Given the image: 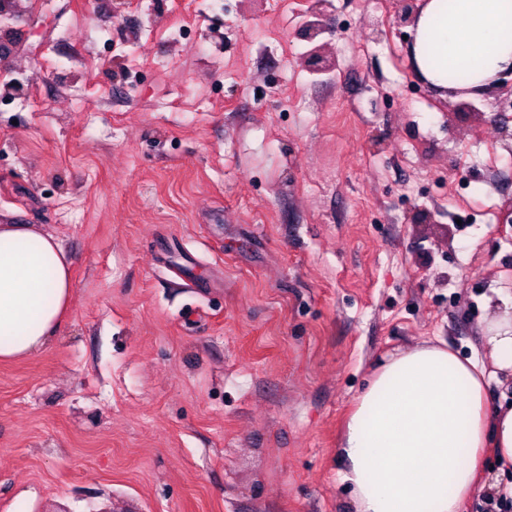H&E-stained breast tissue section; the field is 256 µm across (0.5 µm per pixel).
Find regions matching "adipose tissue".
<instances>
[{"label":"adipose tissue","instance_id":"1","mask_svg":"<svg viewBox=\"0 0 512 512\" xmlns=\"http://www.w3.org/2000/svg\"><path fill=\"white\" fill-rule=\"evenodd\" d=\"M410 61L437 90L449 69L479 89L512 68V0H426ZM71 270L55 237L32 224L0 225V361L41 352L71 299ZM485 324L490 364L436 345L390 355L350 414L337 460L353 512H461L476 491L485 449L497 489L512 492V401L490 405V381L512 379V292Z\"/></svg>","mask_w":512,"mask_h":512}]
</instances>
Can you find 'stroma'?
<instances>
[{"instance_id":"1","label":"stroma","mask_w":512,"mask_h":512,"mask_svg":"<svg viewBox=\"0 0 512 512\" xmlns=\"http://www.w3.org/2000/svg\"><path fill=\"white\" fill-rule=\"evenodd\" d=\"M393 14L15 0L0 224L57 237L72 296L0 363V512H350L336 450L376 362L488 361L512 89L458 109Z\"/></svg>"}]
</instances>
